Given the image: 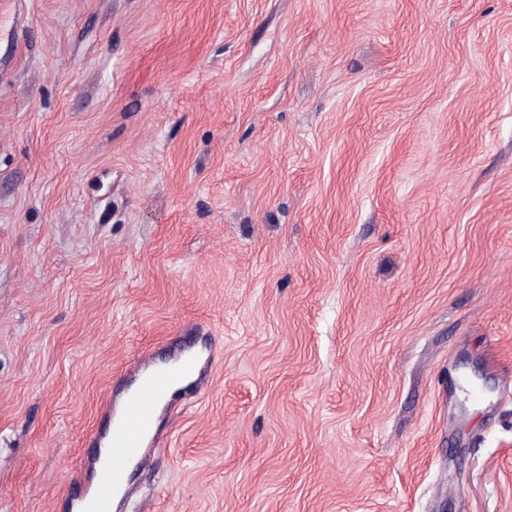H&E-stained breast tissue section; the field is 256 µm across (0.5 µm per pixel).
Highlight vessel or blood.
<instances>
[{
	"label": "vessel or blood",
	"mask_w": 512,
	"mask_h": 512,
	"mask_svg": "<svg viewBox=\"0 0 512 512\" xmlns=\"http://www.w3.org/2000/svg\"><path fill=\"white\" fill-rule=\"evenodd\" d=\"M206 362L193 350L187 349L172 358L168 367L151 370L136 364L130 371L135 390L127 393H108L105 412L114 418L113 428L105 437L118 452L117 460L100 461L90 455L81 461L75 477L76 483H92L94 490L85 504V512H112V495L118 488L128 485L129 479L121 464L122 459L147 461L154 442L149 435L155 422L158 406L172 400V388L183 381L190 385L205 380Z\"/></svg>",
	"instance_id": "obj_1"
}]
</instances>
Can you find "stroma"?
Segmentation results:
<instances>
[{"label":"stroma","mask_w":512,"mask_h":512,"mask_svg":"<svg viewBox=\"0 0 512 512\" xmlns=\"http://www.w3.org/2000/svg\"><path fill=\"white\" fill-rule=\"evenodd\" d=\"M203 337L133 512H512V0H0V512Z\"/></svg>","instance_id":"stroma-1"}]
</instances>
